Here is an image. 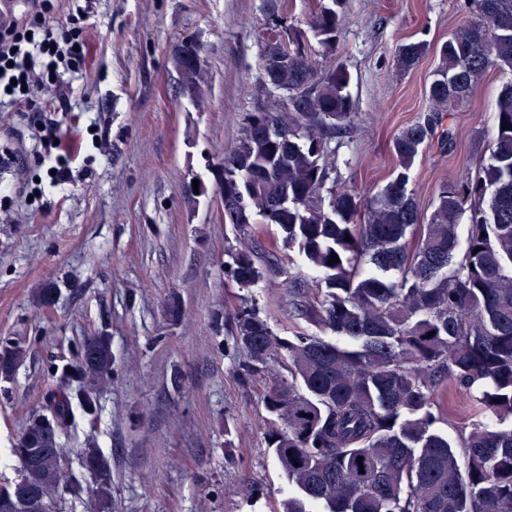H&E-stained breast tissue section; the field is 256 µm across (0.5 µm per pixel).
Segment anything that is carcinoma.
Returning <instances> with one entry per match:
<instances>
[{"label": "carcinoma", "mask_w": 512, "mask_h": 512, "mask_svg": "<svg viewBox=\"0 0 512 512\" xmlns=\"http://www.w3.org/2000/svg\"><path fill=\"white\" fill-rule=\"evenodd\" d=\"M344 23L342 0H320L310 28L331 51ZM258 42V88L283 90L288 102L245 116L224 157V189L235 198L224 223L244 231L257 213L278 225L284 244L323 274L303 315L345 340L280 338L246 305L227 330L242 379L270 376L263 396L276 418L269 447L292 489L281 512H315L313 505L324 512H512V429L476 424L456 445L432 430L431 411L448 382L477 388L485 415L512 419V83L496 99L488 160L440 186L425 224L409 189L410 169L430 140L454 142L444 114L467 102L488 70H512V0H478L477 13L440 45L427 88L430 113L393 138L392 179L375 194L332 188L326 205L327 159L336 154L330 141L354 129L351 75L341 67L318 72L291 27L284 36L260 33ZM425 53L421 42L402 44L396 65L408 71ZM175 62L183 91L202 95L196 45L181 42ZM333 254L339 262L330 266ZM227 276L242 287L259 276L248 247L227 264ZM282 351L287 378L271 368ZM26 354L20 342L1 343L0 375ZM69 368L56 370L50 393L55 437L44 418L33 417L11 448L19 474L0 484V512H63L62 493L83 494L60 436L73 401L96 411L93 388L112 377L111 338L87 337ZM80 462L99 477L89 509L104 512L107 463L97 448L81 449Z\"/></svg>", "instance_id": "obj_1"}]
</instances>
